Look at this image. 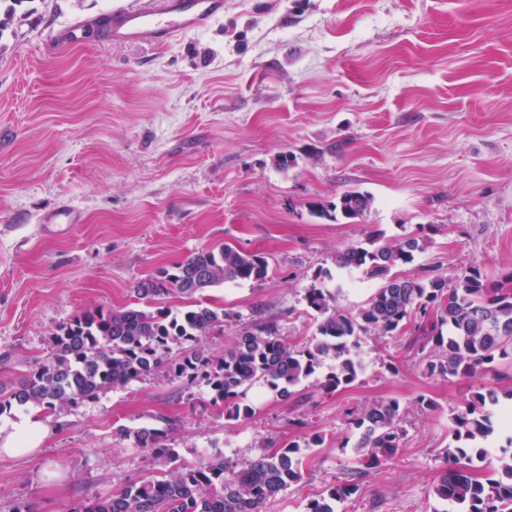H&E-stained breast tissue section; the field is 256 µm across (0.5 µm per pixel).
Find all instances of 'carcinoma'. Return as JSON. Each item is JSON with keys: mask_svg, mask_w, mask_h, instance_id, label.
Wrapping results in <instances>:
<instances>
[{"mask_svg": "<svg viewBox=\"0 0 512 512\" xmlns=\"http://www.w3.org/2000/svg\"><path fill=\"white\" fill-rule=\"evenodd\" d=\"M370 205L369 195L349 191L322 215L354 220ZM427 245L416 237L390 243L378 232L368 245L336 253V272L360 270L378 282L362 308L355 313L344 310L336 305L334 293L311 288L306 300L321 321L309 345L290 347L274 325L265 324L242 332L220 355L202 347L201 339L223 326L224 315L197 295L226 282H262L268 261L228 245L198 251L175 270L161 269L135 288L146 306L177 293L186 300L184 310L172 315L160 309L95 308L74 317L53 333L50 358L17 384L0 386V414L15 405L32 404L51 412L94 401L108 390L164 372L189 385L205 382L213 403L224 404L228 419H247L253 412L241 401L247 388L262 383L287 398L316 374L327 356L335 359L336 367L325 376L322 388H347L359 376L360 364L351 348L361 334L373 330L399 336L412 320L426 316L432 317L426 333V343L433 347L426 365L429 375L475 380L492 372L499 379L511 378L494 364L505 361L512 368V289L489 282L474 266L463 270L451 287L438 275L419 279L395 271ZM173 344L181 346L176 357L170 355ZM498 404L496 389L479 386L452 415V444L446 449L450 465L434 486L435 497L448 505V512H512V438L500 449L492 475L480 480L474 474V461L486 457L480 441L495 432L487 406ZM402 420L396 400L376 401L352 414L350 424L357 432L353 449L361 465L370 468L396 453L404 433ZM121 433L169 469L160 478L89 500L76 512H262L268 500L302 479L303 449L295 442L269 448L244 463L217 452L184 466L177 464V453L167 445V429L141 427ZM355 492L351 483H336L311 500L307 512H335L336 504Z\"/></svg>", "mask_w": 512, "mask_h": 512, "instance_id": "obj_1", "label": "carcinoma"}]
</instances>
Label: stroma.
Masks as SVG:
<instances>
[{"instance_id":"1","label":"stroma","mask_w":512,"mask_h":512,"mask_svg":"<svg viewBox=\"0 0 512 512\" xmlns=\"http://www.w3.org/2000/svg\"><path fill=\"white\" fill-rule=\"evenodd\" d=\"M141 2L23 0L0 32V383L49 357L59 325L133 305L138 282L201 250L229 245L269 264L265 281L205 291L226 314L203 340L217 353L264 322L309 344L311 288L338 289V306L357 311L376 282L326 272L378 231L428 238L400 266L408 277L512 272V0H224L223 20L168 46L109 44L93 30L48 42ZM349 190L371 196L363 216H319ZM65 206L78 223L48 227ZM353 352L362 370L350 387L326 393L317 374L283 399L256 385L242 420L204 383L162 372L58 408L37 453L0 456V512H74L159 477L162 464L120 435L159 415L186 466L322 436L301 480L263 512H306L342 482L357 491L336 512H432L470 383L425 372L414 322L363 334ZM389 399L404 411L400 447L362 466L346 445L349 414Z\"/></svg>"}]
</instances>
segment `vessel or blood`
I'll use <instances>...</instances> for the list:
<instances>
[{"mask_svg": "<svg viewBox=\"0 0 512 512\" xmlns=\"http://www.w3.org/2000/svg\"><path fill=\"white\" fill-rule=\"evenodd\" d=\"M223 16L224 0H162L156 7L118 8L103 14L97 34L113 44L164 46Z\"/></svg>", "mask_w": 512, "mask_h": 512, "instance_id": "b4317fda", "label": "vessel or blood"}]
</instances>
